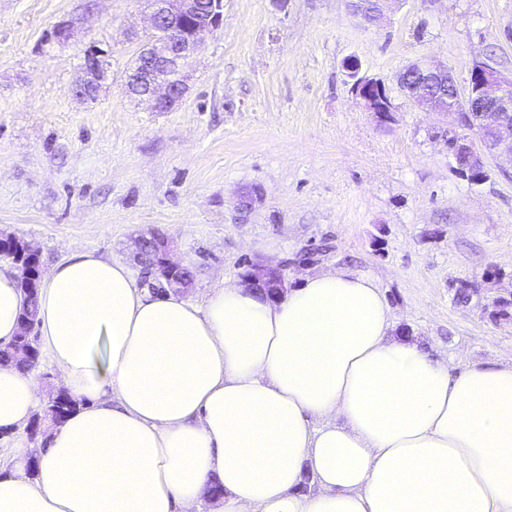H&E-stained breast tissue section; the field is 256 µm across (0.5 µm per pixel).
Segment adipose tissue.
I'll return each instance as SVG.
<instances>
[{"instance_id":"adipose-tissue-1","label":"adipose tissue","mask_w":512,"mask_h":512,"mask_svg":"<svg viewBox=\"0 0 512 512\" xmlns=\"http://www.w3.org/2000/svg\"><path fill=\"white\" fill-rule=\"evenodd\" d=\"M31 305L78 407L0 465V512H195L216 483L218 512H512V359L451 369L396 333L371 277L275 300L228 283L199 305L76 250L33 301L0 265V347ZM40 398L0 363V431Z\"/></svg>"}]
</instances>
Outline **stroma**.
<instances>
[{"instance_id": "obj_1", "label": "stroma", "mask_w": 512, "mask_h": 512, "mask_svg": "<svg viewBox=\"0 0 512 512\" xmlns=\"http://www.w3.org/2000/svg\"><path fill=\"white\" fill-rule=\"evenodd\" d=\"M147 15L145 0H0V233L42 272L80 249L149 289L166 282L140 243L163 235L195 302L250 264L291 287L347 268L376 280L397 333L428 351L512 356V159L462 177L455 114L417 108L396 82L419 59L462 89L477 63L512 76V0H385L372 22L350 0H224L167 112L124 89ZM92 46L112 80L82 101ZM350 57L387 86L390 112L352 91Z\"/></svg>"}]
</instances>
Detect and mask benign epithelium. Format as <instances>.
I'll use <instances>...</instances> for the list:
<instances>
[{
	"mask_svg": "<svg viewBox=\"0 0 512 512\" xmlns=\"http://www.w3.org/2000/svg\"><path fill=\"white\" fill-rule=\"evenodd\" d=\"M151 27L156 32L149 45L140 52L138 69L126 77L125 89L132 96L154 102L159 112L174 108L183 98L186 84L182 73L184 61L197 51L205 35L218 29L223 21L224 0H151ZM183 17L193 22L188 33L182 32L174 19ZM105 52L90 48L83 63L84 77L74 93L80 98H94L110 79L104 61ZM343 69L352 81V90L372 112L391 111L386 85L361 75V64L355 58L343 62ZM399 87L419 107L429 112L478 113L481 132L479 142L460 134L454 142V153L468 158L467 174L479 179L484 171L486 134L496 141L494 151L512 158V78L497 70L477 64L471 68L468 89L463 93L448 75V69L427 61L409 64L397 76ZM156 261L169 285L186 286L190 277L186 269L173 263L164 243L157 245ZM243 280L269 297L275 298L286 289L285 277L279 267H252Z\"/></svg>",
	"mask_w": 512,
	"mask_h": 512,
	"instance_id": "1",
	"label": "benign epithelium"
}]
</instances>
